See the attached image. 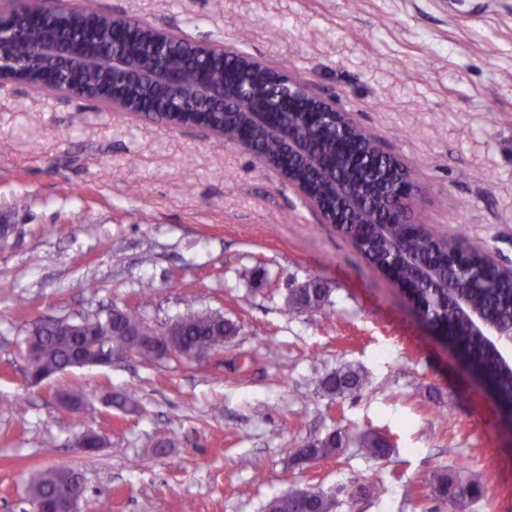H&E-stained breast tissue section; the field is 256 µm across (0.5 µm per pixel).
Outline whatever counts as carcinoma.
<instances>
[{
  "label": "carcinoma",
  "mask_w": 512,
  "mask_h": 512,
  "mask_svg": "<svg viewBox=\"0 0 512 512\" xmlns=\"http://www.w3.org/2000/svg\"><path fill=\"white\" fill-rule=\"evenodd\" d=\"M50 8L47 0H21L8 8L11 16L7 20L6 30L17 35L13 46L15 61L23 63L30 77L36 76L40 69L39 63L33 59L34 48L46 39L63 46L80 44L95 53L110 54L112 48L116 47L145 65L160 64L186 78L203 71L215 86L232 87L245 79L259 84L271 83L286 70L284 66H268L265 71L253 75L242 70L240 54L235 50L201 54L175 34L159 43L149 28H137L120 38L110 19L96 16L86 7L66 5L64 12L47 20L45 14ZM68 80L71 87L80 92H114L159 123L192 121L190 116L175 119L167 113L170 102L165 93L131 81L124 83L119 80L114 86L110 73L103 75L71 69ZM303 102L302 96L275 98L270 101L274 109L270 117L283 130L306 141L310 149L321 157L324 165L334 172L346 191L362 193L371 201L370 207L360 213L341 215L340 230L364 258L382 269L392 259L410 254L418 262L434 267L442 279L454 280L458 291L467 294L475 306L485 310L498 327L503 330L512 327V285L497 280L496 272L489 267L476 266L464 271L448 267V247L453 242L427 227L419 226L413 231L406 224L393 223L392 216L385 212L382 196L370 193V189L382 187L390 181L391 156L375 147V139L362 129L350 132L343 139L331 122H306L300 112ZM203 117L204 121L224 128V139L231 141L238 132L240 139L255 145L257 155L264 162L279 169L288 168L285 143L280 139L269 140L261 131L245 127L244 113L215 112L205 113ZM293 177L304 183L328 211H336V198L331 185L318 180L310 169L301 165L294 166ZM329 293L330 289L317 282L291 289L284 313L290 315L305 308L321 309ZM419 294L426 302V315L448 320L454 332L452 340L463 346L494 381L501 402L511 404L512 369L503 367L483 337L472 334L465 318L448 311L428 285L420 283ZM90 324L96 333L95 349L98 352L110 353L116 345L127 342L136 347L142 357L155 358L147 339L157 335L158 329L138 311L118 310L110 317L98 314ZM237 333L236 324L225 319L223 314L201 310L175 321L172 341L179 351L189 356H201L230 341ZM32 339L36 340V349L23 351L25 362L30 367L48 376L74 369V363L81 354L78 337L68 335L59 326L44 324L35 327V336L26 337L28 341ZM368 384L369 378L351 366L338 367L316 380L317 388L332 400L358 393ZM347 440L345 432L335 429L307 441L299 448L288 449V456L296 464H313L335 457ZM359 443L372 459L388 457L392 448V442L386 436L371 430L360 434ZM81 481V473L71 469L33 467L29 470L30 500L67 502ZM430 490L434 497L446 499L460 510L466 508L474 493L472 485L456 481L443 470L432 475ZM337 506L335 495L318 486L291 489L270 500L266 512H336Z\"/></svg>",
  "instance_id": "obj_1"
}]
</instances>
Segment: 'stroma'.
I'll return each instance as SVG.
<instances>
[{
    "instance_id": "1",
    "label": "stroma",
    "mask_w": 512,
    "mask_h": 512,
    "mask_svg": "<svg viewBox=\"0 0 512 512\" xmlns=\"http://www.w3.org/2000/svg\"><path fill=\"white\" fill-rule=\"evenodd\" d=\"M286 64L407 164L416 220L512 267V0H79ZM330 290L284 315L289 289ZM166 325L212 309L235 339L203 362L131 353L27 384L36 318L133 306ZM349 365L371 386L339 400L315 380ZM70 385L81 410L57 399ZM124 393L135 413L106 407ZM27 397L25 411L13 401ZM334 458L288 449L333 429ZM370 429L393 443L368 458ZM106 441L87 455L72 441ZM167 430L173 442L154 448ZM35 465L82 472L76 512H265L288 490L337 512H453L438 469L478 483L466 512H512V422L457 351L308 199L242 146L171 130L33 84L0 87V512H31ZM377 483L376 494L359 485Z\"/></svg>"
}]
</instances>
